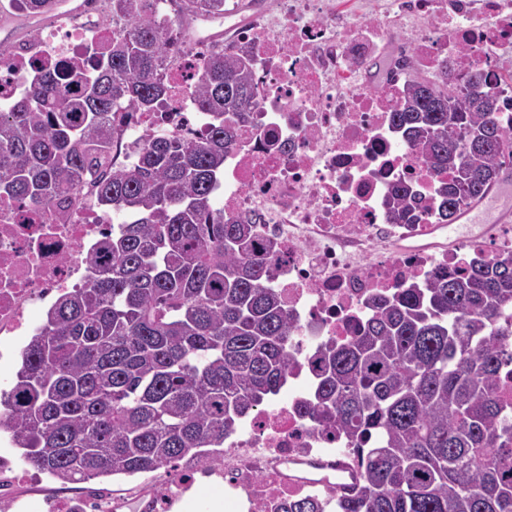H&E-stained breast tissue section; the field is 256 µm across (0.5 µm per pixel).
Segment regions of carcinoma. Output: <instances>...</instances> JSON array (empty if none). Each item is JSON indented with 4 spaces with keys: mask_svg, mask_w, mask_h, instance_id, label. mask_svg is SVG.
<instances>
[{
    "mask_svg": "<svg viewBox=\"0 0 512 512\" xmlns=\"http://www.w3.org/2000/svg\"><path fill=\"white\" fill-rule=\"evenodd\" d=\"M225 0H179L162 22L153 0H112L123 32L91 76L45 67L0 111V195L42 215L84 180L123 217L102 242L90 283L60 296L23 348L0 395V432L20 459L63 483L148 474L181 459H224V437L276 395L295 327L252 243V225L213 206L224 151L256 108L253 75L215 40L195 93L212 117L198 138L146 137L131 170H109L117 108L153 112L185 21L224 18ZM22 12L58 0H9ZM496 97L464 102L448 76L414 78L391 112L394 129L439 183L436 223L451 224L499 185L512 155ZM395 224H416L408 187L392 194ZM512 258L401 284L344 343L316 355L303 415L346 437L361 482L337 512H512Z\"/></svg>",
    "mask_w": 512,
    "mask_h": 512,
    "instance_id": "cac0c4a2",
    "label": "carcinoma"
}]
</instances>
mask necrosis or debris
<instances>
[{
  "label": "necrosis or debris",
  "mask_w": 512,
  "mask_h": 512,
  "mask_svg": "<svg viewBox=\"0 0 512 512\" xmlns=\"http://www.w3.org/2000/svg\"><path fill=\"white\" fill-rule=\"evenodd\" d=\"M121 24L77 11L0 56L12 93L34 82L39 60L91 65ZM225 52L250 59L257 107L224 154L218 195L225 214L254 219L253 241L268 260L296 328L287 400L255 411L224 439L215 465L186 463L156 474L134 493L90 489L43 496L44 512H173L200 482L223 486L246 512H284L315 497L323 512L352 495L360 471L345 440L314 429L302 414L317 346L347 341L369 317L370 300L411 277L512 257V230L438 243V179L392 128L406 94V64L421 75L478 83L497 97L512 128V0H276L266 16L238 22ZM199 51L176 46L164 78L172 92L157 111L117 112L110 122L114 167L133 168L148 134L200 135L210 117L193 88ZM408 185L429 220L393 223L388 201ZM24 201L0 199V340L35 332L58 294L86 286L89 257L100 256L110 211L82 186L48 222L31 220Z\"/></svg>",
  "instance_id": "1"
}]
</instances>
